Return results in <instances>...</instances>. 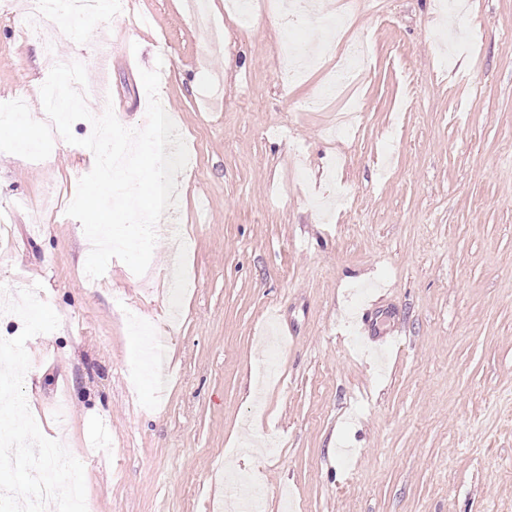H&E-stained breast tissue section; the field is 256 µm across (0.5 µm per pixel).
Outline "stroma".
I'll return each instance as SVG.
<instances>
[{
	"instance_id": "obj_1",
	"label": "stroma",
	"mask_w": 512,
	"mask_h": 512,
	"mask_svg": "<svg viewBox=\"0 0 512 512\" xmlns=\"http://www.w3.org/2000/svg\"><path fill=\"white\" fill-rule=\"evenodd\" d=\"M26 3L0 11V102L39 120L53 60ZM224 3L58 19L57 54L124 126L145 125L140 72L159 68L196 162L147 272L114 259L90 281L83 227L53 204L91 171L82 147L0 152V285L42 283L60 318L26 344L31 414L83 463L87 512H225L231 468L264 512H512V0H469L449 60L437 0H353L341 40L367 35L371 60L352 74L363 123L337 138L342 100L294 109L332 60L294 80L285 52L317 54L342 0L303 21ZM154 339L160 385L130 376Z\"/></svg>"
}]
</instances>
